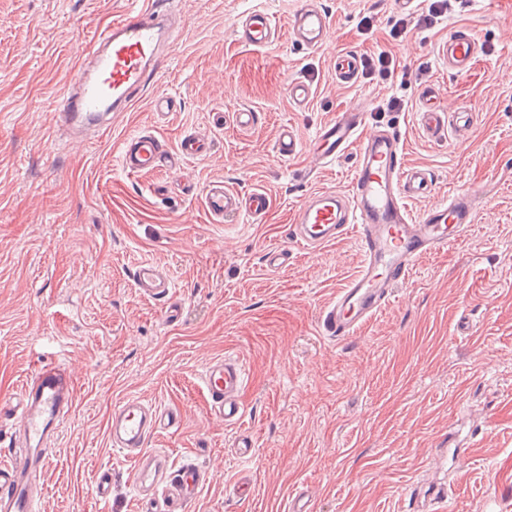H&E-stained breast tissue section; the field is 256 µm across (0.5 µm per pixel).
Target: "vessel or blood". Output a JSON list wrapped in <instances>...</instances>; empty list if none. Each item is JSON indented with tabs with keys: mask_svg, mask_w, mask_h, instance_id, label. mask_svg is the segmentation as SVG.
<instances>
[{
	"mask_svg": "<svg viewBox=\"0 0 512 512\" xmlns=\"http://www.w3.org/2000/svg\"><path fill=\"white\" fill-rule=\"evenodd\" d=\"M331 34L330 15L320 0H300L289 20L292 43L314 52L329 43ZM238 36L246 46L266 49L278 39L277 24L268 12L252 10L243 16ZM179 37L180 29L170 22L164 0H142L140 7L111 21L89 43L61 89L54 115L57 125L75 135L109 126L113 113L130 109L148 90ZM438 55L449 73L462 76L478 61L481 46L469 28L458 25L440 42ZM360 66L356 51H343L336 56L332 74L351 84ZM285 94L292 106L303 108L312 101L314 89L309 81L291 77ZM417 99L422 136L435 142L447 140L454 119L441 109L438 88H421ZM211 149L210 143L187 135L172 150L155 133L140 131L124 138L119 163L129 175L171 173L185 160L205 157ZM276 152L288 161L304 153L325 165L349 152L355 157L347 190H314L290 218L293 241L303 248L318 249L350 235L359 245L358 270L319 311L321 333L334 340L356 335L386 308L395 289L409 280L419 258L459 241L482 202L479 191H456L446 200L413 211L411 201L433 190L432 172L407 166L405 138L396 126L371 124L368 113L354 106L320 124L304 143L292 125L281 126ZM204 207L218 224L241 216L260 224L272 200L259 188L242 191L218 183L205 191ZM133 279L143 295L161 301L167 322L178 321L182 306L170 299L169 282L158 267L141 264ZM203 382L211 416L238 428L234 453L239 460L250 461L255 442L240 429L247 410L248 374L243 362L229 355L217 359L206 367ZM76 401V374L59 364L37 367L15 394L0 397V417L12 420L22 435L20 441L0 450V512H37L41 497L37 478L50 461L47 445ZM177 421L176 410L133 396L114 403L108 416L113 449L133 464L141 512H184L209 479L208 471L195 463L175 469L166 455L148 451V440L174 428Z\"/></svg>",
	"mask_w": 512,
	"mask_h": 512,
	"instance_id": "obj_1",
	"label": "vessel or blood"
}]
</instances>
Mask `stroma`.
Masks as SVG:
<instances>
[{"label":"stroma","mask_w":512,"mask_h":512,"mask_svg":"<svg viewBox=\"0 0 512 512\" xmlns=\"http://www.w3.org/2000/svg\"><path fill=\"white\" fill-rule=\"evenodd\" d=\"M325 5L332 39L306 52L288 34L298 0H168L182 32L154 88L174 111L154 114L146 94L106 131L76 137L52 120L60 86L131 0H0V395L49 363L72 365L81 389L50 443L41 512H138L132 465L106 432L113 404L129 395L182 416L148 450L217 470L187 512H290L299 492L317 512H434L443 482L448 512H512V0H457L429 27L417 24L425 0L403 12L389 0ZM253 9L277 22L270 48L238 40ZM400 18L409 28L391 38ZM461 24L483 54L457 77L437 46ZM384 48L406 85L332 81L339 51ZM292 74L315 89L302 111L281 92ZM429 84L443 89L442 107L473 115L446 142H427L415 123ZM396 94L403 110L384 111ZM353 101L372 122L399 124L408 165L433 169L436 192L482 186L487 197L457 244L420 259L385 310L336 341L320 334L317 315L357 271L358 244L295 247L288 226L313 190L346 188L355 159L315 171L303 154L277 159L274 145L281 125L305 142ZM243 107L259 114L248 131L224 121ZM144 129L171 148L187 134L207 139L212 154L171 174H125L120 144ZM215 182L264 189L265 223H212L202 191ZM287 245L288 266L269 270L267 248ZM143 262L169 279L183 305L177 323L135 288ZM227 355L249 374L244 428L256 455L245 466L230 446L234 428L206 409L204 371ZM107 469L104 502L93 484ZM242 475L254 485L245 502L227 489Z\"/></svg>","instance_id":"obj_1"}]
</instances>
